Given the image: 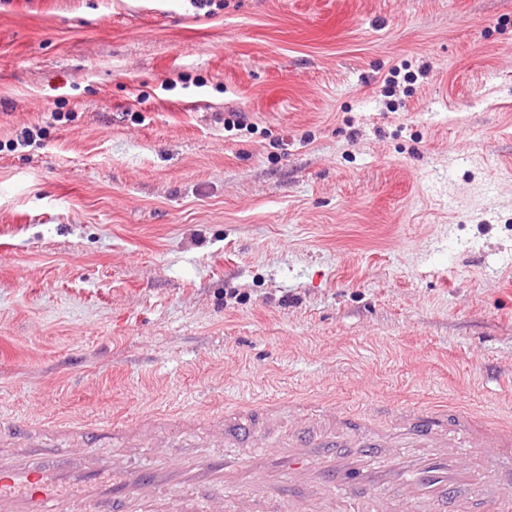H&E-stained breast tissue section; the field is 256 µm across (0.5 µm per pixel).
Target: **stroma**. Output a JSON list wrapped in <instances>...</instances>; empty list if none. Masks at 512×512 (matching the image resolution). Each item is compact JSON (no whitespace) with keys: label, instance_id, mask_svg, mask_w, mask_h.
<instances>
[{"label":"stroma","instance_id":"35a3bbf8","mask_svg":"<svg viewBox=\"0 0 512 512\" xmlns=\"http://www.w3.org/2000/svg\"><path fill=\"white\" fill-rule=\"evenodd\" d=\"M257 392L512 420V0L0 4V420Z\"/></svg>","mask_w":512,"mask_h":512}]
</instances>
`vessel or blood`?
Returning a JSON list of instances; mask_svg holds the SVG:
<instances>
[{"instance_id": "b4317fda", "label": "vessel or blood", "mask_w": 512, "mask_h": 512, "mask_svg": "<svg viewBox=\"0 0 512 512\" xmlns=\"http://www.w3.org/2000/svg\"><path fill=\"white\" fill-rule=\"evenodd\" d=\"M305 421L283 445L270 427L288 411ZM407 425L411 445L430 447L416 456L394 450L383 429L393 416ZM206 422L221 427L224 450L186 457L170 438L157 464L94 469L75 463L72 449L50 448V437H95L86 421L47 418L0 420V512H139L156 494L167 512H291L303 494L357 499L363 512H512V428L491 426L444 405L395 411L325 409L278 397L235 405L225 415L175 414L176 431Z\"/></svg>"}]
</instances>
